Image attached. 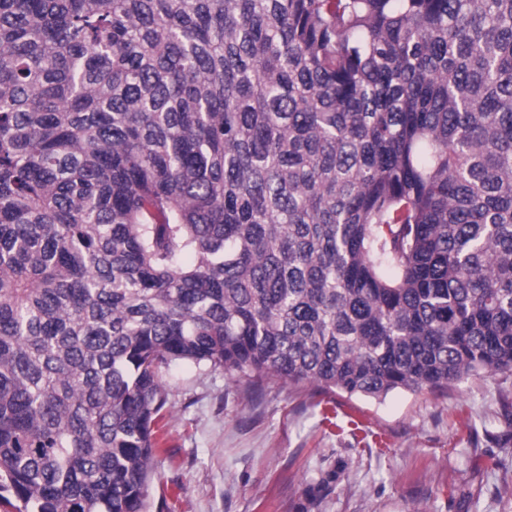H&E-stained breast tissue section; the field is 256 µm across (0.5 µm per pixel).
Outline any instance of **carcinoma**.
<instances>
[{
  "instance_id": "carcinoma-1",
  "label": "carcinoma",
  "mask_w": 512,
  "mask_h": 512,
  "mask_svg": "<svg viewBox=\"0 0 512 512\" xmlns=\"http://www.w3.org/2000/svg\"><path fill=\"white\" fill-rule=\"evenodd\" d=\"M176 361L512 371V0H0L4 512H153Z\"/></svg>"
}]
</instances>
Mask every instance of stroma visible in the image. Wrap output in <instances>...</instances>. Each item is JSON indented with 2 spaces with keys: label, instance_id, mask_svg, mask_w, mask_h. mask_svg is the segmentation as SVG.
<instances>
[{
  "label": "stroma",
  "instance_id": "stroma-1",
  "mask_svg": "<svg viewBox=\"0 0 512 512\" xmlns=\"http://www.w3.org/2000/svg\"><path fill=\"white\" fill-rule=\"evenodd\" d=\"M167 402L156 512H505L512 507V372L380 401L277 379L245 393L188 362ZM335 475L319 497L315 486Z\"/></svg>",
  "mask_w": 512,
  "mask_h": 512
}]
</instances>
